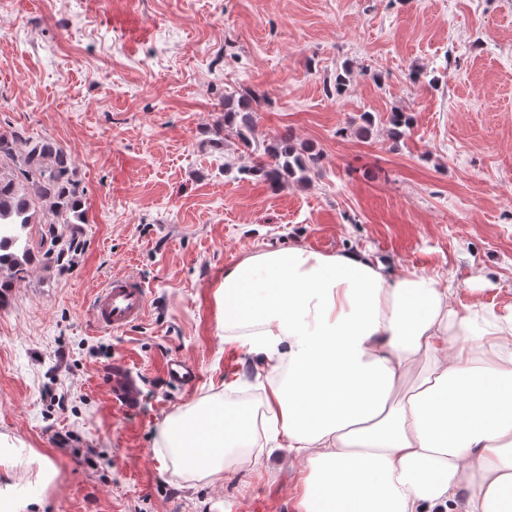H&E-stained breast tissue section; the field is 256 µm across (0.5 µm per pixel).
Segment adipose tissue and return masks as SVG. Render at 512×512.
<instances>
[{"label": "adipose tissue", "instance_id": "obj_1", "mask_svg": "<svg viewBox=\"0 0 512 512\" xmlns=\"http://www.w3.org/2000/svg\"><path fill=\"white\" fill-rule=\"evenodd\" d=\"M451 295L360 248L225 270L218 321L265 370L261 426L300 466L296 512H512V307ZM252 438L215 399L167 416L156 445L218 479Z\"/></svg>", "mask_w": 512, "mask_h": 512}]
</instances>
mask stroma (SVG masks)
<instances>
[{"label":"stroma","mask_w":512,"mask_h":512,"mask_svg":"<svg viewBox=\"0 0 512 512\" xmlns=\"http://www.w3.org/2000/svg\"><path fill=\"white\" fill-rule=\"evenodd\" d=\"M228 91L256 110L251 145L224 129ZM394 110L415 118L399 140ZM12 129L67 152L86 210L72 264H47L31 225L29 272L0 291V437L19 450L0 487L32 497L29 512H295L287 449L256 447L259 465L212 483L155 446L167 415L213 394L263 403L258 361L214 299L247 256L359 247L439 275L455 305H512V0H10ZM281 134L320 161L275 191L248 168L253 143ZM118 271L145 282L148 306L112 331L92 302ZM173 359L197 368L194 386L168 380ZM116 369L135 406L113 400ZM37 455L58 470L45 488ZM139 388L136 380L125 370H116L112 373V394L126 406L136 403Z\"/></svg>","instance_id":"1"}]
</instances>
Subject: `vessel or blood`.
<instances>
[{
    "label": "vessel or blood",
    "mask_w": 512,
    "mask_h": 512,
    "mask_svg": "<svg viewBox=\"0 0 512 512\" xmlns=\"http://www.w3.org/2000/svg\"><path fill=\"white\" fill-rule=\"evenodd\" d=\"M148 292L143 281L135 275H113L100 288L93 302L95 323L103 328L122 330L139 322L146 311ZM112 393L124 405L136 403L139 388L126 371L112 374Z\"/></svg>",
    "instance_id": "obj_1"
}]
</instances>
